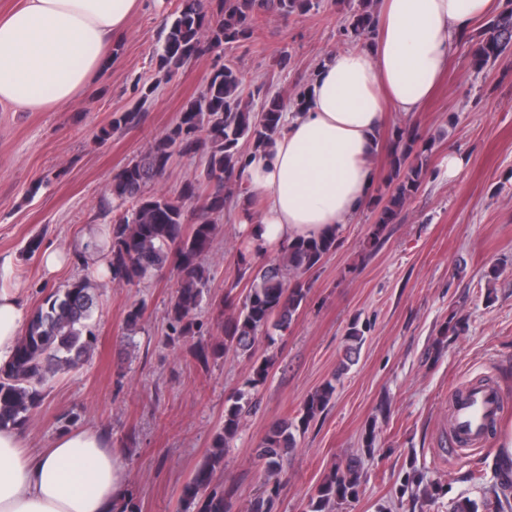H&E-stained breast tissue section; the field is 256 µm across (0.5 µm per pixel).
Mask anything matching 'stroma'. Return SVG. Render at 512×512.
Masks as SVG:
<instances>
[{
	"label": "stroma",
	"instance_id": "35a3bbf8",
	"mask_svg": "<svg viewBox=\"0 0 512 512\" xmlns=\"http://www.w3.org/2000/svg\"><path fill=\"white\" fill-rule=\"evenodd\" d=\"M356 6L322 0L319 11L301 17H267L253 45L192 59L169 79L156 53L176 2L145 0L96 93L45 112L0 105V259L11 260L31 312L72 280L96 284L93 355L52 378L21 431L31 447L47 448L61 432L100 430L122 454L140 512H181L182 488L211 449L225 401L243 386L251 363L229 355L205 366L187 345L167 343L175 272L134 285L99 278L96 254L83 251L87 235L109 233L114 173L146 153L203 93L215 59L233 64L245 89L263 84L292 97L327 55L348 48L340 27ZM139 81L156 87L144 102L134 91ZM134 108L142 112L137 126L98 140L113 113ZM387 126L434 138L428 175L379 239L371 237L372 205L342 225L335 251L307 274L310 294L288 332L275 344L260 342L259 353L275 363L224 454L222 480L238 512L265 489L256 448L269 427L295 416L330 379L336 393L297 432L272 512H301L325 476L352 459L363 471L358 494L335 512H451L460 497L491 512L483 502L498 476L497 431L459 458L449 450V430L452 396L483 379L500 391L501 426L512 427V50L480 70L470 45H455L422 110L390 113ZM452 148L468 158L453 178ZM242 204L234 196L213 217L218 233L205 259L211 297L197 311L207 326L216 317L213 298L245 287ZM35 236L68 255L61 272L47 275L40 255L26 252ZM493 265L501 275L490 282L483 273ZM134 305L144 307L145 320L131 335L124 319ZM355 322L366 325L365 341L342 374ZM421 486L430 497L418 511L413 498Z\"/></svg>",
	"mask_w": 512,
	"mask_h": 512
}]
</instances>
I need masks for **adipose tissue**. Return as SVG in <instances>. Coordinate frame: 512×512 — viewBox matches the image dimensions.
I'll list each match as a JSON object with an SVG mask.
<instances>
[{
	"mask_svg": "<svg viewBox=\"0 0 512 512\" xmlns=\"http://www.w3.org/2000/svg\"><path fill=\"white\" fill-rule=\"evenodd\" d=\"M143 0H18L0 15V104L39 112L92 92L105 52L125 34ZM491 0H379L375 33L315 70L305 107L284 130L249 151L243 183L263 200L248 225L256 255L340 230L368 202L373 158L382 151L388 109L420 111L448 67L461 33ZM0 263V364L27 321L24 290ZM126 494L118 449L94 428L28 448L0 429V512H117Z\"/></svg>",
	"mask_w": 512,
	"mask_h": 512,
	"instance_id": "ef3b65f1",
	"label": "adipose tissue"
}]
</instances>
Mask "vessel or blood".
Masks as SVG:
<instances>
[{"label": "vessel or blood", "mask_w": 512, "mask_h": 512, "mask_svg": "<svg viewBox=\"0 0 512 512\" xmlns=\"http://www.w3.org/2000/svg\"><path fill=\"white\" fill-rule=\"evenodd\" d=\"M501 414V398L494 385H468L453 407L456 440L468 447L484 446L489 424L497 422Z\"/></svg>", "instance_id": "b4317fda"}]
</instances>
